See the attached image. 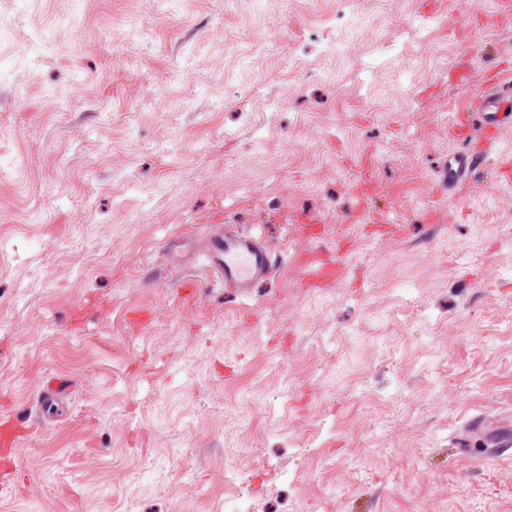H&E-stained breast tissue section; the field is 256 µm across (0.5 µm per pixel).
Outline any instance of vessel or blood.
<instances>
[{"mask_svg":"<svg viewBox=\"0 0 512 512\" xmlns=\"http://www.w3.org/2000/svg\"><path fill=\"white\" fill-rule=\"evenodd\" d=\"M479 128L487 136V146H494L500 132L512 129V84L504 81L486 85L476 103ZM467 116H458L457 126H468ZM487 165L486 153L473 152L461 146L448 155L440 170V195L456 198L459 190L474 185L478 174ZM168 251L176 262L194 263L202 260L215 283L236 289L239 295L252 294L255 288L270 279L275 260L268 247L253 234L233 229L232 225L203 227L192 245L173 240ZM69 382L64 378H51L39 388L36 414L44 420L56 415ZM454 444L460 453L480 448L484 455L512 447V416L498 414L478 415L470 419Z\"/></svg>","mask_w":512,"mask_h":512,"instance_id":"obj_1","label":"vessel or blood"}]
</instances>
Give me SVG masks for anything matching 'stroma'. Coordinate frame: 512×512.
Here are the masks:
<instances>
[{"label": "stroma", "instance_id": "1", "mask_svg": "<svg viewBox=\"0 0 512 512\" xmlns=\"http://www.w3.org/2000/svg\"><path fill=\"white\" fill-rule=\"evenodd\" d=\"M496 13L0 0V420L72 384L0 512H512V451L451 443L512 409V181L435 186L512 77ZM216 219L276 259L249 297L170 266ZM318 250L344 268L312 288Z\"/></svg>", "mask_w": 512, "mask_h": 512}]
</instances>
